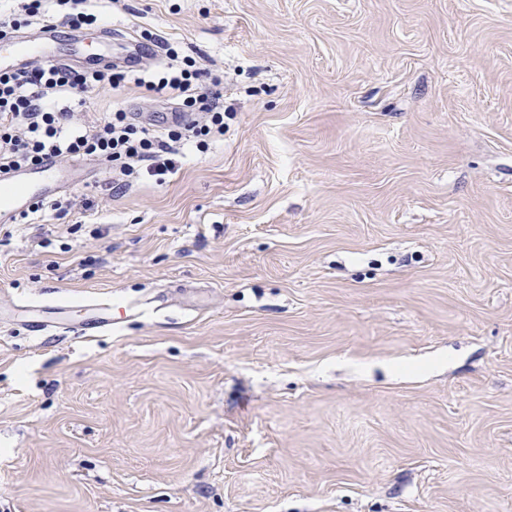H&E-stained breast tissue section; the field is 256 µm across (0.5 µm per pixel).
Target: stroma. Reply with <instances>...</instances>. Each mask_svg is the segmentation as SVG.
Masks as SVG:
<instances>
[{"label": "stroma", "instance_id": "35a3bbf8", "mask_svg": "<svg viewBox=\"0 0 512 512\" xmlns=\"http://www.w3.org/2000/svg\"><path fill=\"white\" fill-rule=\"evenodd\" d=\"M94 10L86 52L219 77L224 136L0 230V512H512V0ZM106 296V336L23 320Z\"/></svg>", "mask_w": 512, "mask_h": 512}]
</instances>
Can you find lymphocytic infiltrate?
<instances>
[{
    "label": "lymphocytic infiltrate",
    "instance_id": "obj_1",
    "mask_svg": "<svg viewBox=\"0 0 512 512\" xmlns=\"http://www.w3.org/2000/svg\"><path fill=\"white\" fill-rule=\"evenodd\" d=\"M203 74L190 59H182L160 73L128 79L122 72L79 69L67 64H35L18 72L0 71V173L33 165L44 156L57 159L91 157L124 177H134L139 163L151 173L166 175L173 167L160 153L167 142L196 143L224 134V106L203 90ZM136 86L177 99L183 109L201 112V119L157 136L131 122L123 111L90 122L76 116L87 105L86 94L98 87Z\"/></svg>",
    "mask_w": 512,
    "mask_h": 512
}]
</instances>
